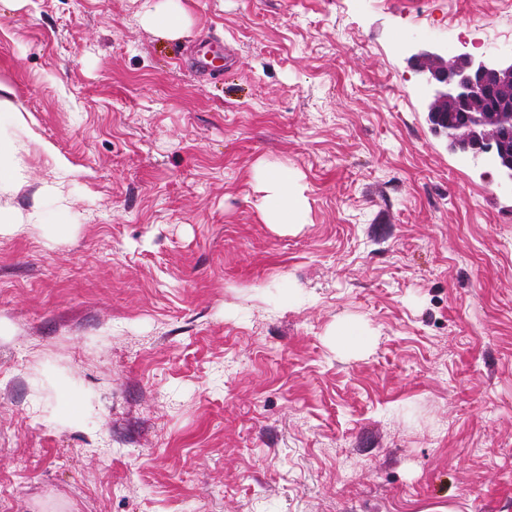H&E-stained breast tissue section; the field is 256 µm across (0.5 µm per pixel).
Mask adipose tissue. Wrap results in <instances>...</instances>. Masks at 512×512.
<instances>
[{
	"label": "adipose tissue",
	"mask_w": 512,
	"mask_h": 512,
	"mask_svg": "<svg viewBox=\"0 0 512 512\" xmlns=\"http://www.w3.org/2000/svg\"><path fill=\"white\" fill-rule=\"evenodd\" d=\"M260 207L268 223L296 225L306 210V199L287 169L271 167L261 176Z\"/></svg>",
	"instance_id": "1"
}]
</instances>
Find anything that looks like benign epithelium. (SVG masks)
<instances>
[{
    "instance_id": "1",
    "label": "benign epithelium",
    "mask_w": 512,
    "mask_h": 512,
    "mask_svg": "<svg viewBox=\"0 0 512 512\" xmlns=\"http://www.w3.org/2000/svg\"><path fill=\"white\" fill-rule=\"evenodd\" d=\"M407 63L426 90L428 120L447 147L496 168L512 194V52L477 55L414 39Z\"/></svg>"
}]
</instances>
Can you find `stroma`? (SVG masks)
Here are the masks:
<instances>
[{
    "instance_id": "35a3bbf8",
    "label": "stroma",
    "mask_w": 512,
    "mask_h": 512,
    "mask_svg": "<svg viewBox=\"0 0 512 512\" xmlns=\"http://www.w3.org/2000/svg\"><path fill=\"white\" fill-rule=\"evenodd\" d=\"M159 2L0 0V512H512V197L396 39L512 0ZM146 21L167 36H177L181 33V18L174 8L160 7L146 15ZM260 207L267 223L294 226L306 210V199L287 168L271 167L261 176Z\"/></svg>"
}]
</instances>
